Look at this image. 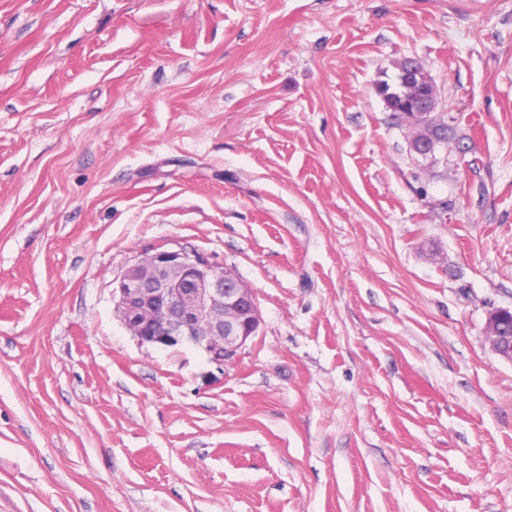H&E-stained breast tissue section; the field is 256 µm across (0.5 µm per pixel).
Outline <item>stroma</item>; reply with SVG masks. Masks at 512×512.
I'll return each instance as SVG.
<instances>
[{
	"instance_id": "35a3bbf8",
	"label": "stroma",
	"mask_w": 512,
	"mask_h": 512,
	"mask_svg": "<svg viewBox=\"0 0 512 512\" xmlns=\"http://www.w3.org/2000/svg\"><path fill=\"white\" fill-rule=\"evenodd\" d=\"M179 247L255 294L224 364L115 312ZM499 308L512 0H0V512H512ZM403 63L405 70L402 71V75L403 77H409L412 83H416V96L411 102L410 109L406 111H399L392 108V112H394L393 115L395 119L399 121L400 114L403 117V121L406 126L412 130V135L409 139V147L411 151L424 156L431 153L435 146L431 149V147L426 142L417 140L414 122L431 114L430 112L433 110L436 102V89L434 85L428 86L426 88L422 87L420 76L416 72L420 66L419 63L413 60H405ZM396 112L400 113L398 114ZM402 65V62L395 65V72L392 76L388 75L387 71L383 72L382 77H384V79H378L374 84L376 92L381 91L390 94V98L394 102L391 103L390 99L386 101L390 103L392 107H395L396 103L398 104L408 99L412 94V87L409 85H400L396 82ZM507 313L512 314V310L500 309L489 317L487 322V335L494 350L505 349L508 355H512V335L501 336L504 324L500 321L499 317L505 316Z\"/></svg>"
}]
</instances>
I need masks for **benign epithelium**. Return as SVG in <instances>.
<instances>
[{"label": "benign epithelium", "mask_w": 512, "mask_h": 512, "mask_svg": "<svg viewBox=\"0 0 512 512\" xmlns=\"http://www.w3.org/2000/svg\"><path fill=\"white\" fill-rule=\"evenodd\" d=\"M418 68L419 63L404 61L402 75L416 84L410 111L400 112L411 130L436 102L435 86L422 87ZM113 296L123 324L140 344H192L221 364L255 335L260 321L251 288L234 273L185 248L157 250L128 267L117 279ZM507 313L500 309L489 317L487 335L493 349L512 355V335H501L500 317Z\"/></svg>", "instance_id": "obj_1"}]
</instances>
